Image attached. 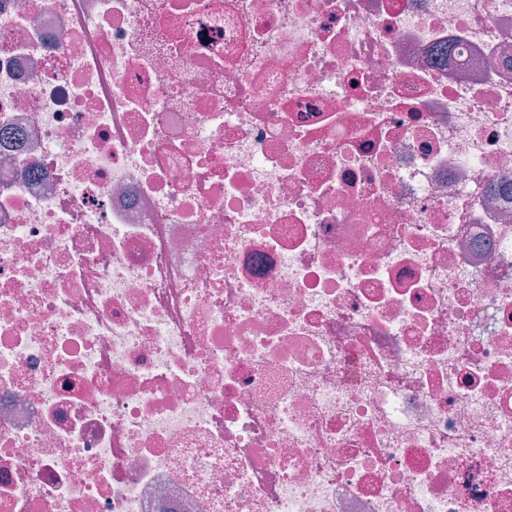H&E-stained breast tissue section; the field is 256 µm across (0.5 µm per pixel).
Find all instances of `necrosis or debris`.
Returning <instances> with one entry per match:
<instances>
[{
	"label": "necrosis or debris",
	"instance_id": "necrosis-or-debris-1",
	"mask_svg": "<svg viewBox=\"0 0 512 512\" xmlns=\"http://www.w3.org/2000/svg\"><path fill=\"white\" fill-rule=\"evenodd\" d=\"M0 512H512V0H0Z\"/></svg>",
	"mask_w": 512,
	"mask_h": 512
}]
</instances>
